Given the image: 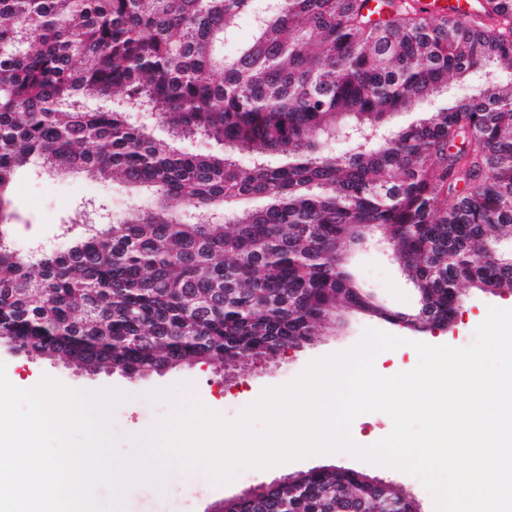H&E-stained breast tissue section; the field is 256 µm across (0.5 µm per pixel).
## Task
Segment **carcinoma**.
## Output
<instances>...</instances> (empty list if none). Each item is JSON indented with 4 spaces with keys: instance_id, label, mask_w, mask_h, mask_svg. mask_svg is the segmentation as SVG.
Masks as SVG:
<instances>
[{
    "instance_id": "carcinoma-1",
    "label": "carcinoma",
    "mask_w": 512,
    "mask_h": 512,
    "mask_svg": "<svg viewBox=\"0 0 512 512\" xmlns=\"http://www.w3.org/2000/svg\"><path fill=\"white\" fill-rule=\"evenodd\" d=\"M245 15L252 39L226 57ZM456 84L468 92L389 126ZM94 97L112 108L89 109ZM140 104L224 151H178L128 121ZM353 126L386 138L324 149ZM35 160L154 188L160 203L101 226L93 203L79 232L65 228L66 249L22 256L5 197ZM236 198L265 206L226 208ZM371 234L390 241L417 308L385 309L348 271L342 248ZM507 240L512 0H482L471 19L416 0H381L377 13L368 0H0V343L17 355L150 373L273 357L344 311L447 327L463 285L512 295ZM351 502L414 510L393 484L335 466L231 510Z\"/></svg>"
}]
</instances>
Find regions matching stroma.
Masks as SVG:
<instances>
[{
	"label": "stroma",
	"mask_w": 512,
	"mask_h": 512,
	"mask_svg": "<svg viewBox=\"0 0 512 512\" xmlns=\"http://www.w3.org/2000/svg\"><path fill=\"white\" fill-rule=\"evenodd\" d=\"M92 201L106 204L113 217L121 218L137 207L152 205L154 197L148 189L120 180L93 181L81 173L52 172L42 163L29 164L17 174L10 196V208L15 215L11 227L14 249L28 254L40 248H60L65 243L60 235L61 224L77 218ZM350 262L359 285L390 307L405 309L414 302L415 294L389 252L374 246L358 248L352 252ZM461 293L464 303L446 330L417 333L352 313L335 330L312 343L270 359L247 360L244 368L228 372L199 363L132 382L117 371L92 374L73 364L47 357L26 358L2 348L0 362L5 364L9 380L18 382L23 389L36 386L47 375L75 390L114 388L126 393V401L115 410L113 429L122 438L121 448L127 451L131 448L130 436L158 428L162 420L192 401L201 402L226 419L236 418L264 389L288 383L312 360L351 348L360 341L365 329L376 328L404 338L405 344L395 349L394 359L380 355L375 360L380 374L392 376L415 367L418 357L413 342L466 347L473 343L475 329L489 307L512 309V296H493L467 287ZM326 466L369 472L399 486L417 501L421 512H434L433 499L419 479L346 453L314 455L264 470L242 469L231 483L222 486L212 484L201 472L186 470L166 494L158 493L148 484L132 486L126 494V504L133 512L145 503L151 504L153 512H214L224 499L297 471Z\"/></svg>",
	"instance_id": "stroma-1"
}]
</instances>
